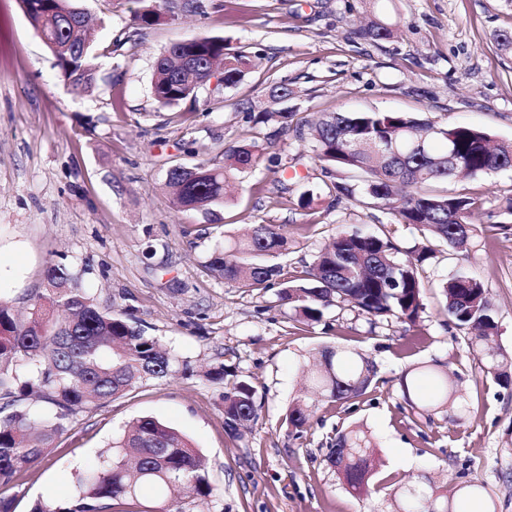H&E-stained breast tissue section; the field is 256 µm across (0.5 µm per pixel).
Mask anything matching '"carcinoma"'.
<instances>
[{"label": "carcinoma", "instance_id": "1", "mask_svg": "<svg viewBox=\"0 0 512 512\" xmlns=\"http://www.w3.org/2000/svg\"><path fill=\"white\" fill-rule=\"evenodd\" d=\"M22 3L40 23L43 42L64 81L92 88L95 32L87 15L78 11L77 0ZM391 34V25L377 18L359 31L371 41ZM248 65L245 52H226L220 38L201 43L186 38L157 60L152 93L160 105H175L196 97L214 77L226 88L236 86ZM295 116L286 110L263 113L280 124L281 133L293 128L301 139L305 121L297 122ZM314 128L315 158L340 174L333 185L336 200L358 194L372 200L390 211L393 223L419 228L425 243L401 261L391 231L345 228L311 264L282 282V268L274 259L286 250L288 238L277 224H255L246 236L214 249L210 271L259 294L280 286L276 303L291 308L297 321L307 325L321 322L332 306H348L372 324H416L424 309L419 268L436 246L458 250L477 232L471 222L473 198L440 193L434 186L461 173L476 176L512 168V142L493 144L474 127L442 126L404 112H333L322 115ZM258 162L254 146L244 143L224 150L222 167L204 161L170 166L166 184L177 208L208 215L224 203V184ZM46 281L45 291L30 298L24 322L17 320L12 303L0 298V483L37 464L77 413L175 373L176 359L160 340L97 303L72 269L51 263ZM443 294L448 316L472 333L468 347L482 375L507 380V361L496 344L498 323L481 282L462 272L443 284ZM326 356L328 368L312 375L313 401L300 398L288 408L286 421L298 433L310 425L316 407L342 405L363 396L370 385L373 365L366 358L334 347L322 350L321 357ZM229 375L222 364L206 373L224 388V423L236 437L258 419L259 405L252 383L227 385ZM404 389L423 411L445 406L455 395L441 375L420 367L413 369ZM373 448L366 431H341L326 462L361 493L372 475ZM145 486L156 488L160 498L141 512H182L176 505L187 495L206 504L219 496L189 441L163 421L144 416L113 443L110 456L82 472L70 503L40 502L33 512H121L118 506L139 500ZM405 497L415 512H452L441 496L418 485L407 488Z\"/></svg>", "mask_w": 512, "mask_h": 512}]
</instances>
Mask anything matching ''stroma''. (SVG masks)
Wrapping results in <instances>:
<instances>
[{"mask_svg":"<svg viewBox=\"0 0 512 512\" xmlns=\"http://www.w3.org/2000/svg\"><path fill=\"white\" fill-rule=\"evenodd\" d=\"M97 29L92 89L66 86L20 0H0V296L26 312L46 285L49 264L82 275L100 304L158 337L185 361L164 381L76 414L40 463L0 498L13 512L40 501L70 502L80 468L142 416L185 435L203 455L224 512H402L399 490L416 481L446 495L454 512H512V385L482 378L466 330L446 312L440 285L469 271L489 293L497 344L512 362V169L454 179L445 190L477 197V232L466 251L438 248L421 272L424 310L416 324H370L329 308L321 322H297L288 306L215 277L208 261L225 235L279 224L290 240L285 275L311 262L338 228L391 224L401 252L421 242L415 226L359 200L333 203L336 172L315 161L310 142L275 135L249 113L288 107L299 118L329 112H416L512 141V0H204L201 13L169 12L141 26L138 13L162 0H80ZM394 29L372 42L358 30L371 17ZM222 38L254 65L237 86L210 85L173 106L152 94L157 59L175 42ZM291 92L268 97L271 84ZM210 154H188L187 128ZM251 143L257 168L229 187L214 216L177 210L165 187L175 163L220 166L223 148ZM310 206H301L304 194ZM310 225L305 237L296 227ZM351 350L373 362L361 398L316 410L303 432L288 428L289 405L319 351ZM224 365L257 389L259 417L242 436L224 425L223 389L205 370ZM447 370L459 398L424 413L402 380L414 367ZM371 432L374 472L352 494L325 463L337 431ZM478 484L476 501L459 488Z\"/></svg>","mask_w":512,"mask_h":512,"instance_id":"obj_1","label":"stroma"}]
</instances>
